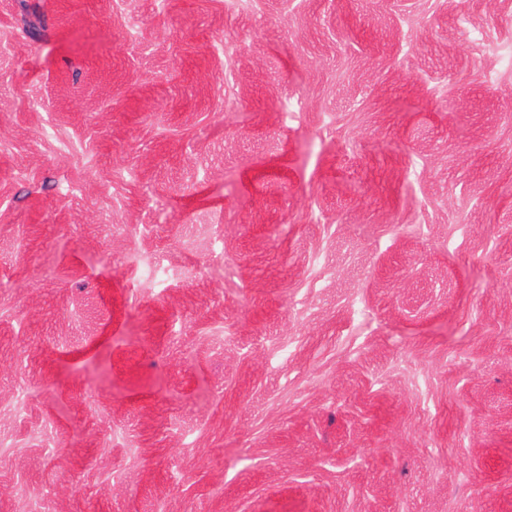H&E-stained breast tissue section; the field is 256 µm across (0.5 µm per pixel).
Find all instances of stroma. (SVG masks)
I'll return each instance as SVG.
<instances>
[{"instance_id":"stroma-1","label":"stroma","mask_w":512,"mask_h":512,"mask_svg":"<svg viewBox=\"0 0 512 512\" xmlns=\"http://www.w3.org/2000/svg\"><path fill=\"white\" fill-rule=\"evenodd\" d=\"M0 512H512V0H0Z\"/></svg>"}]
</instances>
